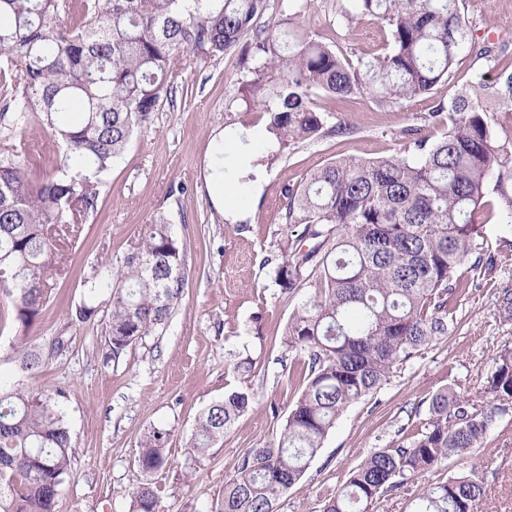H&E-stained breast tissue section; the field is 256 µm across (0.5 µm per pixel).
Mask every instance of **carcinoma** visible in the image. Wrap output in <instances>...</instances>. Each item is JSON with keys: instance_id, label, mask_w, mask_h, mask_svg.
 <instances>
[{"instance_id": "carcinoma-1", "label": "carcinoma", "mask_w": 512, "mask_h": 512, "mask_svg": "<svg viewBox=\"0 0 512 512\" xmlns=\"http://www.w3.org/2000/svg\"><path fill=\"white\" fill-rule=\"evenodd\" d=\"M271 0H0V64L11 91L0 130L24 128L37 114L64 146L65 163L35 180L27 164L0 152V289L27 323L62 272L58 243L77 237L96 209L101 176L134 133L173 98L180 54L207 61L240 51L248 65L243 102L267 115V130L287 147L355 127L322 112L319 97L401 106L450 80L467 57L498 63L469 37L464 0H336L351 27L380 22L386 48L370 57L341 51L306 22L304 0H280L271 26H255ZM512 111V73L438 102L448 112L435 139L405 130L404 155L339 158L286 192L284 218L302 231L281 243L273 283L282 295L314 288L291 315L282 344L299 357L300 393L275 441L250 448L210 512H277L280 497L316 457L344 410L373 396L394 371L448 338L469 284L463 267L491 274L479 216L496 199L512 224V143L501 140L483 104ZM186 285L183 245L156 216L116 281L106 284L105 333L112 360L165 324ZM512 320V290L496 296ZM43 352L22 353L33 375ZM492 403L478 407L457 381L427 400L420 430L376 448L353 468L318 512H369L392 491L448 460L482 447L512 403V347L492 358ZM64 392L0 386V512H54L69 475L73 442ZM254 396L232 390L199 416L189 447L204 453L248 411ZM169 432L140 441L137 465L167 467ZM484 481L472 472L423 488L413 512H480ZM132 512H159L153 484L130 494Z\"/></svg>"}]
</instances>
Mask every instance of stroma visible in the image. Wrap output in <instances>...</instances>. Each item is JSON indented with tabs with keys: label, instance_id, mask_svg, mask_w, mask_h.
<instances>
[{
	"label": "stroma",
	"instance_id": "1",
	"mask_svg": "<svg viewBox=\"0 0 512 512\" xmlns=\"http://www.w3.org/2000/svg\"><path fill=\"white\" fill-rule=\"evenodd\" d=\"M465 11L474 37L498 50V67L464 59L455 78L438 85L432 96L400 107L381 108L360 98L321 99L319 107L345 118L355 133L278 153L270 147L260 113L227 110L240 97L247 73L238 54L204 63L184 55L172 102L153 113L102 175L97 208L80 236L66 241L65 270L32 323L17 320L12 296L0 292V385L21 381L18 353L23 347L45 350L57 336L70 339L66 352L44 359L30 380L34 387L65 393L72 461L54 512H129L130 491L148 477L135 462L138 445L155 428L170 433V463L148 477L162 512H210L247 449L279 436L296 397L288 375L297 368L281 336L294 309L314 294L310 288L291 297L278 294L265 263L295 232L283 220L285 190L339 156L401 154L407 128L438 136L439 127L424 121L432 106L455 97L463 85L489 84L500 71H512V0H466ZM307 20L341 49L372 55L383 45L378 21L366 18L352 29L342 28L336 0H308ZM240 129L260 135L255 159L263 187L228 209L213 199L210 162L221 137ZM0 148L29 161L37 178L54 172L63 154L37 117L25 129L0 135ZM160 214L168 217L184 247L187 285L166 323L115 362L108 357L102 317L81 323L75 312L84 303L104 305L108 291L90 293L87 281L111 279L145 226ZM484 247L495 254L498 266L471 282L458 304V331L397 371L376 395L343 412L303 477L280 499L278 512H318L371 450L397 439L401 426H420V419L407 417L412 407L454 380H466L476 405L490 403L484 380L491 358L502 345L512 344V320L500 318L494 306L497 289H512V227L490 220ZM246 357L253 362L251 371L236 369ZM241 388L255 395L249 410L206 454L188 448L199 414L223 400L225 392ZM472 470L485 482L482 512H512V411L491 427L484 447L382 497L371 512H409L423 487Z\"/></svg>",
	"mask_w": 512,
	"mask_h": 512
}]
</instances>
